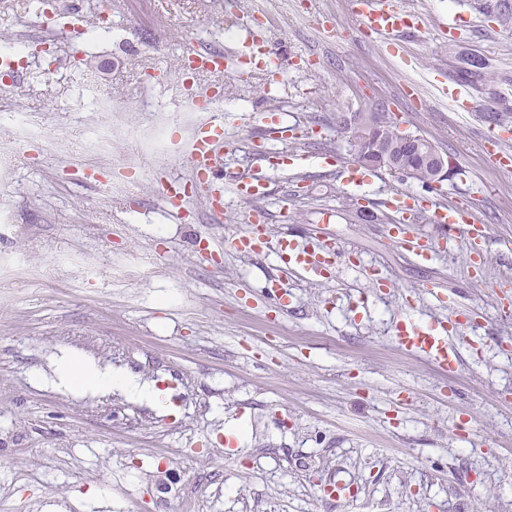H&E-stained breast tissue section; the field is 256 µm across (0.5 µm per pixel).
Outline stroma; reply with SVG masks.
Returning <instances> with one entry per match:
<instances>
[{
  "mask_svg": "<svg viewBox=\"0 0 512 512\" xmlns=\"http://www.w3.org/2000/svg\"><path fill=\"white\" fill-rule=\"evenodd\" d=\"M387 3L416 14L414 39L365 36L349 0H105L80 37L0 69V106L57 137L0 171V512H153L173 475L168 512H512V172L483 148L512 138V0ZM43 8L0 0V43L41 42ZM218 33L223 69L185 88L187 49ZM251 34L280 44L272 63L236 55ZM474 55L494 82L460 78ZM86 72L112 98L108 161L89 150L90 113L61 109ZM190 90L219 99L202 122L224 127L225 174L266 190L225 188L220 224L199 193L161 196L192 182L196 131L170 117ZM381 112L451 160L432 195L482 215L473 270L467 238L429 216L409 233L432 261L395 241L383 201L418 183L383 168L342 182L351 131ZM257 212L258 252L226 247ZM285 240L343 262L296 272ZM408 321L447 325L455 373L394 345ZM67 355L177 391L67 387ZM338 480L355 499L329 498Z\"/></svg>",
  "mask_w": 512,
  "mask_h": 512,
  "instance_id": "1",
  "label": "stroma"
}]
</instances>
